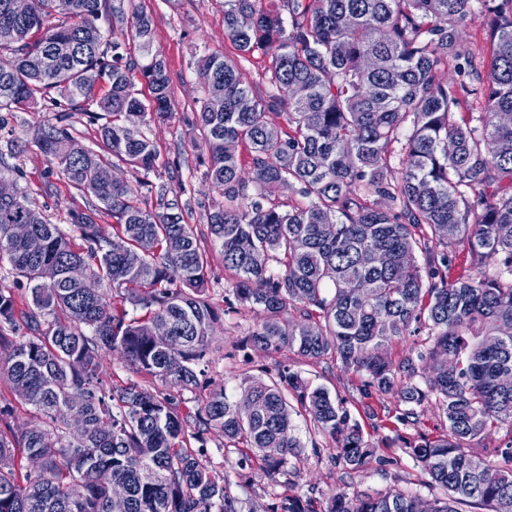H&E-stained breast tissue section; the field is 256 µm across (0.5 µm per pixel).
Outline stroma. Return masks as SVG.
I'll return each instance as SVG.
<instances>
[{"label":"stroma","mask_w":512,"mask_h":512,"mask_svg":"<svg viewBox=\"0 0 512 512\" xmlns=\"http://www.w3.org/2000/svg\"><path fill=\"white\" fill-rule=\"evenodd\" d=\"M100 25L104 34L123 41L131 59H139L137 41L115 29L112 5L122 4L125 13L143 12L154 21V48L164 58L171 77L170 110L164 123L144 125V135L153 141L159 154V168L151 175L153 186H162L168 195H179L185 223L206 227V213L213 192L202 177L193 148L191 122L204 96L196 61L199 56L218 51L238 58L236 46L224 34V0H107ZM46 113L41 108L12 111L0 109V171L14 179L33 204L50 219L64 223L68 209L87 205L88 199L71 188L52 170L33 143V134ZM257 321L250 310L229 314L212 332L214 353L205 368V379L212 387L224 388L227 395L240 399L243 376L259 375L288 368L312 386L325 387L342 398L360 423L369 444L363 468L352 471L336 461L331 439L315 433L301 407L292 412L293 433L301 444L298 457L289 458L278 473L269 475L258 466L239 467L240 452L224 445L218 431L206 435V451L211 466L226 477L227 493L236 498L240 512H262L278 495L287 493L313 499L324 512L331 493L372 496L401 492L431 501L444 497V490L432 483L405 451L406 441L442 434L446 423L435 401L419 409L417 424L403 425L397 420L402 407L391 393L366 387L362 378L330 358L312 361L289 349L263 351L255 348L248 334Z\"/></svg>","instance_id":"1"}]
</instances>
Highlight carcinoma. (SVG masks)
<instances>
[{
	"mask_svg": "<svg viewBox=\"0 0 512 512\" xmlns=\"http://www.w3.org/2000/svg\"><path fill=\"white\" fill-rule=\"evenodd\" d=\"M471 2L224 0L226 37L244 58L270 56L272 91L254 96L220 52L197 59L213 76L194 125L203 179L217 195L207 236L234 277L220 312L207 296L209 252L184 223L181 201L164 188L154 204L141 197L158 156L140 126L172 117L151 18L135 11L128 21L112 9L140 43L134 63L122 42L104 40L102 0H72L63 19L55 0H32L25 19L0 0V109L55 113L35 144L71 188L99 202L70 209L64 230L21 190L0 200V263L26 279L28 294L20 308L15 291L0 288V371L40 418L19 435L0 430V512H237L224 474L205 460V434L220 430L245 452L241 466L257 457L274 474L301 447L290 396L345 466L362 468L368 444L343 401L285 369L242 379L251 409L220 388L181 411L183 392L202 387L214 325L240 307L259 315L254 346L336 357L366 386L398 394L403 425L435 396L446 432L405 443L447 494L428 512H456L461 502L512 512V387L500 385L512 376V125L499 120L512 113V0H481L492 16L481 56L462 42ZM242 13L251 26L240 27ZM449 65L457 85L439 80ZM134 69L151 89L147 103L134 93ZM470 97L482 112L467 120L461 106ZM70 112L92 123L110 117L97 128L101 150L74 140ZM396 144L399 168L390 163ZM121 162L134 180L114 178ZM101 183L110 195H98ZM285 183L305 202H274ZM105 215L110 237L99 224ZM14 224L29 225L42 250L14 237ZM435 245L446 268L448 252L467 246L469 274L441 271ZM128 304L142 316H128ZM160 323L170 328L164 341L153 335ZM423 331L418 359L395 366L382 354L392 338ZM107 352L151 387H106ZM502 428L497 460L465 450ZM31 455L40 471L23 478ZM328 500L326 512H420L422 504L400 492ZM266 512L317 510L282 494Z\"/></svg>",
	"mask_w": 512,
	"mask_h": 512,
	"instance_id": "obj_1",
	"label": "carcinoma"
}]
</instances>
